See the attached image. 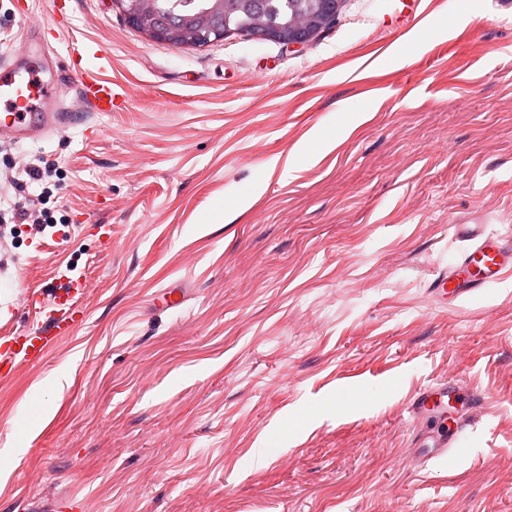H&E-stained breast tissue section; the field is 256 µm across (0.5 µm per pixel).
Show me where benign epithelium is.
Segmentation results:
<instances>
[{
    "instance_id": "obj_1",
    "label": "benign epithelium",
    "mask_w": 512,
    "mask_h": 512,
    "mask_svg": "<svg viewBox=\"0 0 512 512\" xmlns=\"http://www.w3.org/2000/svg\"><path fill=\"white\" fill-rule=\"evenodd\" d=\"M159 0H113L131 27L146 36L163 41L174 48L187 45H207L240 30L229 25L224 8L233 0H212L209 10L186 16L179 23L173 22L158 7ZM258 25L253 38L282 43L288 47H303L311 38L312 28L321 21L328 23L335 16H326V10L315 13L291 12L280 23L268 20L263 0H253L249 8Z\"/></svg>"
}]
</instances>
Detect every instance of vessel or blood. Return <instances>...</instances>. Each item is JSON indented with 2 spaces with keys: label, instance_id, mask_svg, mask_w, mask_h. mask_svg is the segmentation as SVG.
<instances>
[{
  "label": "vessel or blood",
  "instance_id": "obj_1",
  "mask_svg": "<svg viewBox=\"0 0 512 512\" xmlns=\"http://www.w3.org/2000/svg\"><path fill=\"white\" fill-rule=\"evenodd\" d=\"M89 45L73 44L67 58L57 65L58 76L80 72L81 88L98 111L112 109V81L96 69L87 67ZM53 82L38 79L32 71L0 66V133L17 139L39 138L58 129L62 116L56 103ZM457 240L466 244L448 264L440 267L428 284L429 294L439 303L472 300L487 288L512 273V237L489 233L482 224H456ZM85 285L81 280L59 277L55 291L28 302L35 332L0 342V380L8 381L26 366L39 363L54 342L73 335L83 314ZM456 386H429L420 389L410 402L409 412L416 419H431L444 414L447 399L455 397ZM462 428L449 425L447 431L423 438L416 450L419 468L434 460L452 459L461 439Z\"/></svg>",
  "mask_w": 512,
  "mask_h": 512
}]
</instances>
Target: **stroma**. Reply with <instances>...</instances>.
Masks as SVG:
<instances>
[{"instance_id": "obj_1", "label": "stroma", "mask_w": 512, "mask_h": 512, "mask_svg": "<svg viewBox=\"0 0 512 512\" xmlns=\"http://www.w3.org/2000/svg\"><path fill=\"white\" fill-rule=\"evenodd\" d=\"M0 0V61L42 79L101 49L115 98L66 82L43 233L0 222V326L81 277L85 318L0 381V512H512V277L437 305L455 223L512 227V0H345L303 48H175L111 0ZM226 223H215L221 211ZM177 309L152 308L163 288ZM477 389L453 467L417 469L409 398ZM93 47L82 43H74L68 51V58L60 61L57 65V86L63 85V76L69 73L75 74L76 69L81 72V88L86 98L94 102L98 112H108L112 109V81L100 74V71L85 65L91 57L101 56V50L96 49L92 54Z\"/></svg>"}]
</instances>
